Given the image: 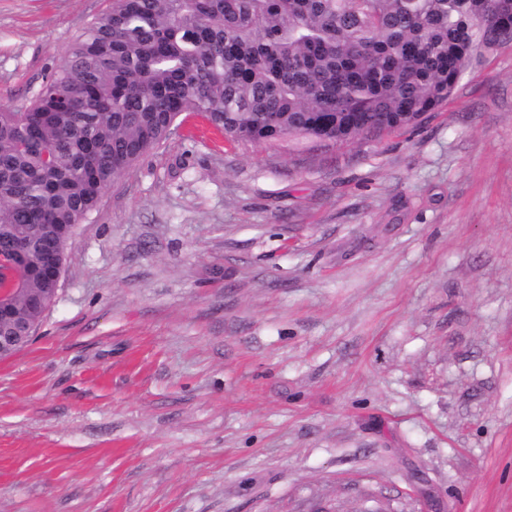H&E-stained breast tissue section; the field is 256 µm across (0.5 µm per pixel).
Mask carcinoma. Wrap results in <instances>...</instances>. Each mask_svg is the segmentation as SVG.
I'll list each match as a JSON object with an SVG mask.
<instances>
[{
  "label": "carcinoma",
  "mask_w": 512,
  "mask_h": 512,
  "mask_svg": "<svg viewBox=\"0 0 512 512\" xmlns=\"http://www.w3.org/2000/svg\"><path fill=\"white\" fill-rule=\"evenodd\" d=\"M512 0H112L25 108L0 103V268L19 322L102 194L182 115L234 141L344 144L443 103Z\"/></svg>",
  "instance_id": "obj_1"
}]
</instances>
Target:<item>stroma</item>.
Segmentation results:
<instances>
[{
    "mask_svg": "<svg viewBox=\"0 0 512 512\" xmlns=\"http://www.w3.org/2000/svg\"><path fill=\"white\" fill-rule=\"evenodd\" d=\"M111 5L0 0V103ZM0 512H512V42L407 129L142 156L0 358Z\"/></svg>",
    "mask_w": 512,
    "mask_h": 512,
    "instance_id": "35a3bbf8",
    "label": "stroma"
}]
</instances>
